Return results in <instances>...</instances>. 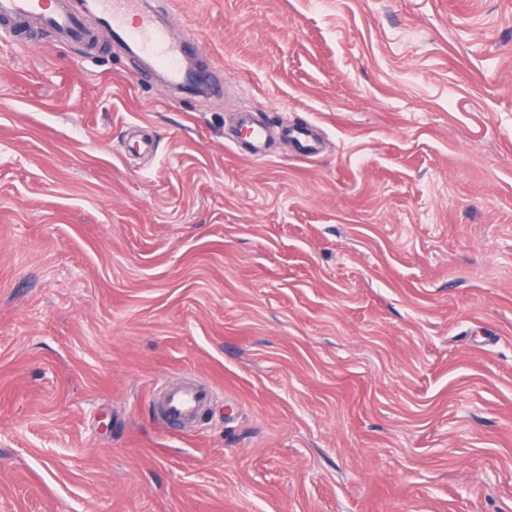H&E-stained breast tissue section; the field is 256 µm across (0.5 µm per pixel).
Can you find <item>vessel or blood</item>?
<instances>
[{
	"mask_svg": "<svg viewBox=\"0 0 512 512\" xmlns=\"http://www.w3.org/2000/svg\"><path fill=\"white\" fill-rule=\"evenodd\" d=\"M94 6L99 24L130 55L149 58L174 86L198 82V74L183 65L185 39L174 36L146 0H95ZM30 22L53 28L64 43H84L91 38L85 20L68 0H0V37L13 38L17 25ZM267 133L266 126L246 118L238 132L228 135L227 141L234 152L261 160L265 157L261 145ZM281 133L293 143L299 156L311 158L318 154L310 127L285 125ZM212 399V389L199 381L173 384L164 389L161 418L170 429H183L199 418Z\"/></svg>",
	"mask_w": 512,
	"mask_h": 512,
	"instance_id": "b4317fda",
	"label": "vessel or blood"
}]
</instances>
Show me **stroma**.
<instances>
[{
    "label": "stroma",
    "instance_id": "1",
    "mask_svg": "<svg viewBox=\"0 0 512 512\" xmlns=\"http://www.w3.org/2000/svg\"><path fill=\"white\" fill-rule=\"evenodd\" d=\"M149 2L220 93L0 46V512H512V0ZM241 128L233 134L224 133V138L235 153H245L255 160H264L267 155L262 151L261 144L265 140L268 129L264 125L255 124L248 118L249 113L243 112ZM281 133L293 143L297 154L302 158H311L318 154L317 142L310 127L303 124L283 125ZM212 399L213 390L196 380L165 386L159 409L161 418L170 429H184L186 424L199 418Z\"/></svg>",
    "mask_w": 512,
    "mask_h": 512
}]
</instances>
